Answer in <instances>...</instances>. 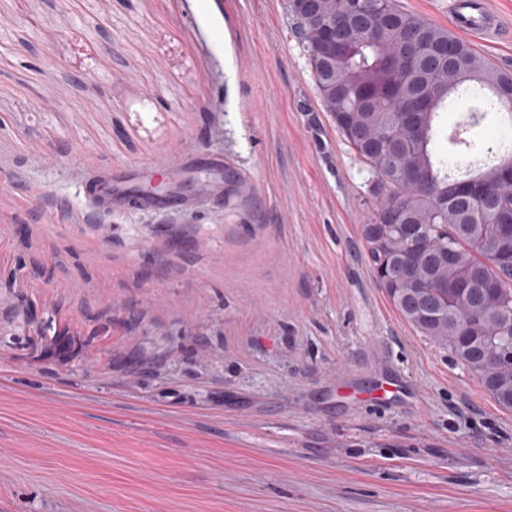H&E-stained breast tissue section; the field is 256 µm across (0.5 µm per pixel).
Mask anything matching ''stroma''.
Listing matches in <instances>:
<instances>
[{
  "label": "stroma",
  "instance_id": "stroma-1",
  "mask_svg": "<svg viewBox=\"0 0 512 512\" xmlns=\"http://www.w3.org/2000/svg\"><path fill=\"white\" fill-rule=\"evenodd\" d=\"M189 151L221 201L85 207ZM375 180L286 0H0V512H512V409L378 286ZM156 171H165L167 164H137L129 166L120 172L112 175V165L101 169L86 179L83 187L87 202L93 210L112 213L120 207L131 204L129 191L140 183L142 176L146 173L152 174Z\"/></svg>",
  "mask_w": 512,
  "mask_h": 512
}]
</instances>
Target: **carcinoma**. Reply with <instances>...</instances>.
I'll use <instances>...</instances> for the list:
<instances>
[{
  "label": "carcinoma",
  "mask_w": 512,
  "mask_h": 512,
  "mask_svg": "<svg viewBox=\"0 0 512 512\" xmlns=\"http://www.w3.org/2000/svg\"><path fill=\"white\" fill-rule=\"evenodd\" d=\"M365 16L380 20L374 30L348 27L340 37L336 61L324 68V47L299 16L289 15L300 35L321 103L331 118L352 115L349 130L336 127L360 161L376 174V212H390L384 242L366 241L375 272L388 269L391 283L380 280L387 297L422 336L448 350L461 367L480 379L492 399L512 408V187L503 165L512 161V144L500 143L495 164L462 177L448 175V161L436 148L447 136L454 103L466 96L482 100L485 110L472 112L465 131L479 125L512 94V74L496 68L466 40L398 8L393 0H362ZM423 38L448 63L420 69L409 56L411 42ZM448 206H443V199ZM406 224L427 232V248L414 252L403 234ZM480 279L494 284L483 299L458 304L438 293L448 284ZM427 283L416 300L405 287ZM494 351L497 365L481 357Z\"/></svg>",
  "instance_id": "obj_1"
}]
</instances>
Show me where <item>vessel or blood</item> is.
I'll use <instances>...</instances> for the list:
<instances>
[{"label":"vessel or blood","instance_id":"vessel-or-blood-1","mask_svg":"<svg viewBox=\"0 0 512 512\" xmlns=\"http://www.w3.org/2000/svg\"><path fill=\"white\" fill-rule=\"evenodd\" d=\"M450 19L458 32L485 42H498L502 36L499 15L484 10L479 0H453ZM151 170L148 164L132 165L117 173L103 168L87 178L83 187L86 200L93 210L104 213L129 206L131 189ZM197 202L195 194L177 190L145 197L140 204L151 210L168 211L189 209Z\"/></svg>","mask_w":512,"mask_h":512}]
</instances>
